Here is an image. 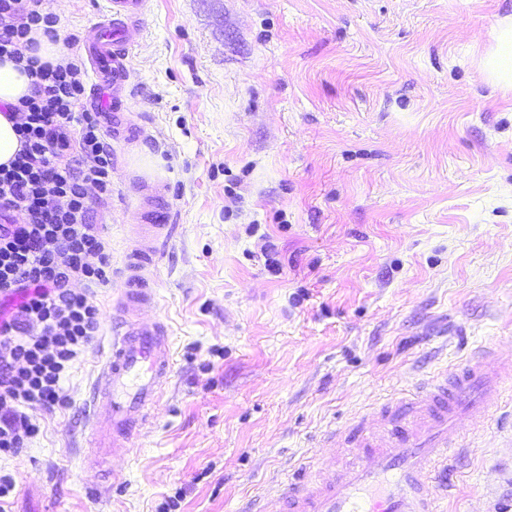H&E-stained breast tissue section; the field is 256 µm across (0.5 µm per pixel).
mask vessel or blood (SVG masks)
<instances>
[{
  "instance_id": "vessel-or-blood-1",
  "label": "vessel or blood",
  "mask_w": 512,
  "mask_h": 512,
  "mask_svg": "<svg viewBox=\"0 0 512 512\" xmlns=\"http://www.w3.org/2000/svg\"><path fill=\"white\" fill-rule=\"evenodd\" d=\"M103 22L89 27L84 50L95 76L89 105L109 129H125L136 142L141 132L124 127L122 111L131 95L128 49L142 31L146 0H108ZM145 224L153 234L166 230L172 207L163 184L141 181ZM153 239L128 258L129 274L119 304L121 318L112 352L103 363L94 398L105 410H92L90 451L85 469L90 483L105 476L104 455L118 441L130 440L145 423L171 374L168 333L161 322H138V309L153 300L144 270L153 267ZM500 368L491 347H480L455 375L439 373L392 398L378 412L374 434L352 425L344 436L354 460L341 472L312 461L289 481L270 512H440L429 485L447 483L448 464L459 453L453 432L459 420L486 413L500 398Z\"/></svg>"
}]
</instances>
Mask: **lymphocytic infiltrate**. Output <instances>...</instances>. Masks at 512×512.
I'll use <instances>...</instances> for the list:
<instances>
[{"mask_svg":"<svg viewBox=\"0 0 512 512\" xmlns=\"http://www.w3.org/2000/svg\"><path fill=\"white\" fill-rule=\"evenodd\" d=\"M43 0H0V57L25 63L32 89L8 109L22 148L0 166V454L39 433L25 408L65 402L62 381L98 338L112 250L90 221L88 186L109 194L112 152L97 113L83 110L84 63L24 57L35 30L53 35Z\"/></svg>","mask_w":512,"mask_h":512,"instance_id":"f902f5d3","label":"lymphocytic infiltrate"}]
</instances>
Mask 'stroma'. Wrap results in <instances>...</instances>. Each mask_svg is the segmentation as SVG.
Returning a JSON list of instances; mask_svg holds the SVG:
<instances>
[{"label": "stroma", "mask_w": 512, "mask_h": 512, "mask_svg": "<svg viewBox=\"0 0 512 512\" xmlns=\"http://www.w3.org/2000/svg\"><path fill=\"white\" fill-rule=\"evenodd\" d=\"M103 0H47L82 55ZM512 0H149L129 53L133 119L111 139L112 314L161 181L172 227L151 319L172 373L147 424L86 481V416L112 330L74 362L64 406L0 476L6 512H252L304 458L352 461L343 432L482 345L512 366V88L487 71ZM446 512H512V378L462 426Z\"/></svg>", "instance_id": "35a3bbf8"}]
</instances>
